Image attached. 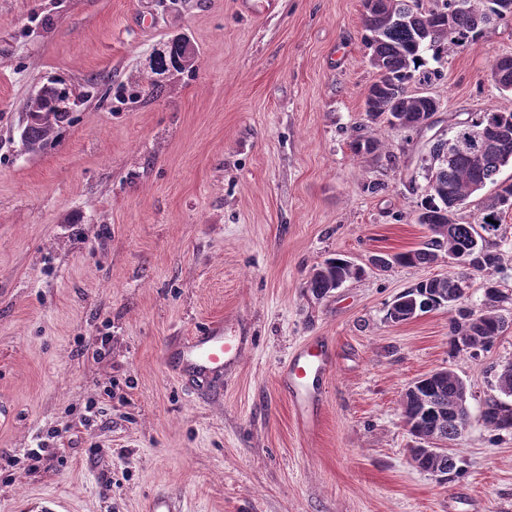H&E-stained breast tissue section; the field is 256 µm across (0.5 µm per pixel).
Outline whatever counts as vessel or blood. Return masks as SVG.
Masks as SVG:
<instances>
[{
    "instance_id": "vessel-or-blood-1",
    "label": "vessel or blood",
    "mask_w": 512,
    "mask_h": 512,
    "mask_svg": "<svg viewBox=\"0 0 512 512\" xmlns=\"http://www.w3.org/2000/svg\"><path fill=\"white\" fill-rule=\"evenodd\" d=\"M240 355L237 337L225 335L214 327L191 337L174 351L179 368L204 375L235 361ZM332 361L324 343L318 342L293 353L283 375V385L296 414L306 423H314L322 396L320 383L330 370Z\"/></svg>"
}]
</instances>
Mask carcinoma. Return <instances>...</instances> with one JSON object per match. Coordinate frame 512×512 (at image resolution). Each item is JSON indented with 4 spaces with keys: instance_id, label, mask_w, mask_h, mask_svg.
I'll list each match as a JSON object with an SVG mask.
<instances>
[{
    "instance_id": "cac0c4a2",
    "label": "carcinoma",
    "mask_w": 512,
    "mask_h": 512,
    "mask_svg": "<svg viewBox=\"0 0 512 512\" xmlns=\"http://www.w3.org/2000/svg\"><path fill=\"white\" fill-rule=\"evenodd\" d=\"M455 2L438 0L436 9L426 12L416 0H375L374 12L364 17L365 42L369 55L377 60L374 69L378 74L365 99L368 123L421 130L436 99L416 94L412 86L429 78L425 70L428 53L468 49L487 25L512 20V0H468L470 8L466 10L456 9ZM186 47L185 42H175L154 52L147 75L133 81L135 93H152L168 73L185 69ZM492 68L499 89L512 93V62ZM62 90V83L51 81L28 102L31 119L23 128L27 151L36 153L52 146L62 129L73 123V112L53 105ZM448 130V139H438L430 146L435 165L428 169L429 189L414 217L415 223L427 226L431 236L417 249L375 255L372 264L377 268L429 265L444 255L450 265H464L484 274L483 300L477 308L463 304L469 288L467 276L450 271L409 288L387 310V319L400 323L440 306L453 308L450 336H467L469 343L460 348L452 340V350L476 360L506 330L500 307L512 298L495 278L503 255L492 249V239L499 236L501 214L512 209V183L499 185L497 192L482 202L480 223H462L461 210L470 197L494 181L500 168L512 165V112L489 108L476 118L448 125ZM364 273L362 266L347 259L331 258L313 269L308 288L314 295L324 296ZM498 383L501 392L509 389L511 393L506 400L486 401L483 422L496 430H511L512 364L498 374ZM463 385V378L448 368L415 380L406 390L404 417L412 423L410 433L442 444L434 452H415L413 461L424 471L447 476L456 470L448 448L471 424L470 412L462 405Z\"/></svg>"
}]
</instances>
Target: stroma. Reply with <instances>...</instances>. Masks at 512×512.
Instances as JSON below:
<instances>
[{"label":"stroma","mask_w":512,"mask_h":512,"mask_svg":"<svg viewBox=\"0 0 512 512\" xmlns=\"http://www.w3.org/2000/svg\"><path fill=\"white\" fill-rule=\"evenodd\" d=\"M0 0V512H512V432L487 427L512 326L479 359L449 353L447 308L400 324L390 303L448 273L369 268L417 247L429 181L422 134L384 125L355 155L377 72L363 0ZM192 68L138 96L130 82L177 36ZM512 23L429 61L436 131L512 111L490 68ZM83 93L56 146L21 150L49 78ZM342 255L366 274L326 296L306 282ZM248 344L208 386L166 357L210 325ZM331 342L315 430L280 374ZM454 369L471 424L440 480L411 460L403 396ZM42 447L40 461L27 452Z\"/></svg>","instance_id":"obj_1"}]
</instances>
